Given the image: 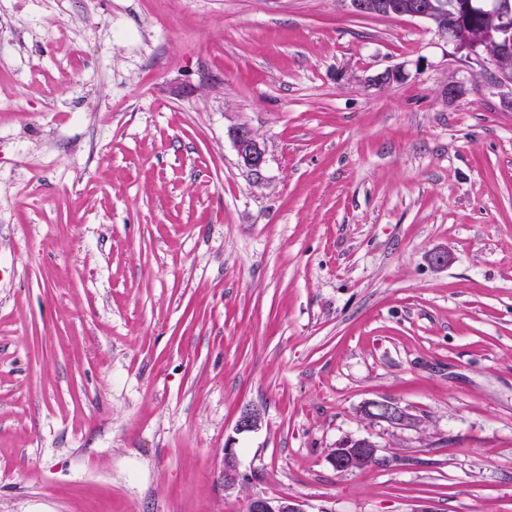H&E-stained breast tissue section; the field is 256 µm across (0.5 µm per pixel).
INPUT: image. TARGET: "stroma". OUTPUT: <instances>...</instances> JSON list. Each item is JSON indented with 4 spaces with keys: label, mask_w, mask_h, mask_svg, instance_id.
Wrapping results in <instances>:
<instances>
[{
    "label": "stroma",
    "mask_w": 512,
    "mask_h": 512,
    "mask_svg": "<svg viewBox=\"0 0 512 512\" xmlns=\"http://www.w3.org/2000/svg\"><path fill=\"white\" fill-rule=\"evenodd\" d=\"M490 67L349 0H0V512H512ZM236 143L244 164L258 169L265 161V153L259 142L248 128H240L236 133ZM367 413L374 419L397 426L404 425L410 419L404 409L389 402H373L368 405ZM329 462L338 472L365 470L381 464L378 446L368 438H346L332 448ZM241 463L235 448L227 446L224 449L222 461V477L225 488H233L241 479ZM246 512H306L303 504L288 496H254L246 505Z\"/></svg>",
    "instance_id": "stroma-1"
}]
</instances>
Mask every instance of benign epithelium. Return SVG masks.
Listing matches in <instances>:
<instances>
[{
	"label": "benign epithelium",
	"mask_w": 512,
	"mask_h": 512,
	"mask_svg": "<svg viewBox=\"0 0 512 512\" xmlns=\"http://www.w3.org/2000/svg\"><path fill=\"white\" fill-rule=\"evenodd\" d=\"M356 11L382 16H410L433 21L438 35L459 49L478 53L483 45L494 43L491 55L493 71L486 77L485 87L497 89L512 87V0H350ZM480 18L475 23L472 18ZM236 143L244 164L258 169L265 161V153L251 130L243 127L236 133ZM367 413L374 419L401 426L408 422L404 409L389 402H373ZM262 416L256 409L241 410L235 424L238 434L259 429ZM338 472L365 470L383 462L378 446L368 438H346L328 456ZM241 463L236 449L224 448L222 477L224 489L233 488L241 479ZM246 512H306L303 504L288 496H254L246 505Z\"/></svg>",
	"instance_id": "7a95c632"
}]
</instances>
